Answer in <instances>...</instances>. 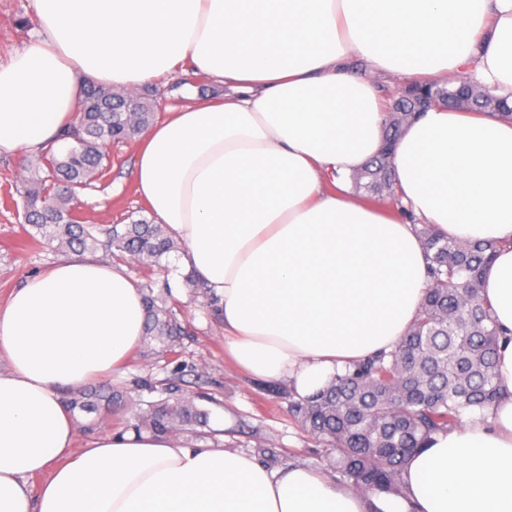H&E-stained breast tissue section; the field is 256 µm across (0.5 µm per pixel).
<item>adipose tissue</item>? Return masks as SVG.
Segmentation results:
<instances>
[{"instance_id":"obj_1","label":"adipose tissue","mask_w":512,"mask_h":512,"mask_svg":"<svg viewBox=\"0 0 512 512\" xmlns=\"http://www.w3.org/2000/svg\"><path fill=\"white\" fill-rule=\"evenodd\" d=\"M39 37L0 65V154L40 150L86 82L137 87L181 62L223 83L138 140L136 190L217 299L249 374L321 391L393 349L427 285L414 223L501 241L482 294L502 336L486 417L414 453L399 496L302 465L128 429L76 448L69 392L112 376L144 337L143 291L74 255L0 305V512H512V119L434 108L394 147L403 212L351 197L379 151L378 71H460L512 95V0H34Z\"/></svg>"}]
</instances>
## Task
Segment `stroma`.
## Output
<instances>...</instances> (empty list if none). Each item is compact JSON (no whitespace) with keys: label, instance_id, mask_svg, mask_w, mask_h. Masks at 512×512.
Wrapping results in <instances>:
<instances>
[{"label":"stroma","instance_id":"stroma-1","mask_svg":"<svg viewBox=\"0 0 512 512\" xmlns=\"http://www.w3.org/2000/svg\"><path fill=\"white\" fill-rule=\"evenodd\" d=\"M30 20L28 27H18L19 17ZM33 0H0V63L37 37ZM161 96L156 120L168 112L189 105L197 92L216 94L222 87L203 73L177 67L153 83ZM135 143L113 147L112 169L96 188L80 192V215L90 224H126L148 217L145 203L136 192L133 180ZM21 206H0V304L14 288L29 276L38 274L60 258L49 247L26 248L22 242ZM167 305L183 328L176 342L175 354H167L165 339L144 337L121 373L110 383L121 391L120 404H97L83 414L86 424L77 438L84 447L95 433L132 428L139 404L166 400L161 384L173 371L183 374L182 395L196 396L197 408L205 413V429L213 436H223L225 448L248 453L270 466L302 464L334 472L335 463L327 444L298 427L289 417L287 401L265 391V382L238 367L224 352V325L212 308L194 301L188 291L170 295ZM147 390H137L139 382Z\"/></svg>","mask_w":512,"mask_h":512}]
</instances>
